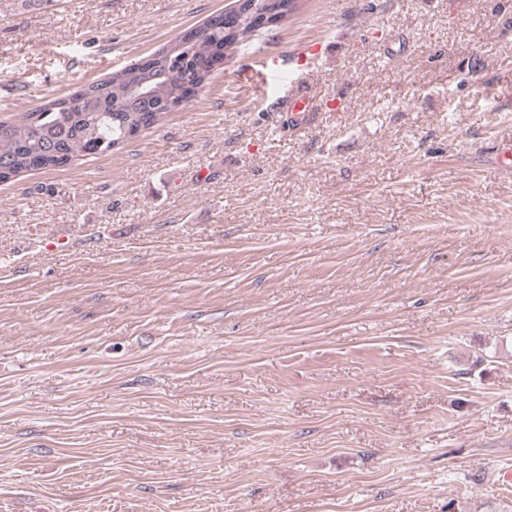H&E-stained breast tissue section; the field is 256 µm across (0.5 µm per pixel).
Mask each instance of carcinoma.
I'll use <instances>...</instances> for the list:
<instances>
[{
	"mask_svg": "<svg viewBox=\"0 0 512 512\" xmlns=\"http://www.w3.org/2000/svg\"><path fill=\"white\" fill-rule=\"evenodd\" d=\"M210 33L191 41L181 35L155 51V69L143 73L130 64L102 81L63 98L45 101L13 121H0V183L32 170H51L91 157L109 155L112 145L126 141L131 129L159 128L169 114L168 103L185 97V73L193 67L205 81L210 64L225 50L250 47L258 31L243 22L240 34L227 40L219 16L209 19ZM153 88L150 108L140 109L135 86Z\"/></svg>",
	"mask_w": 512,
	"mask_h": 512,
	"instance_id": "1",
	"label": "carcinoma"
}]
</instances>
